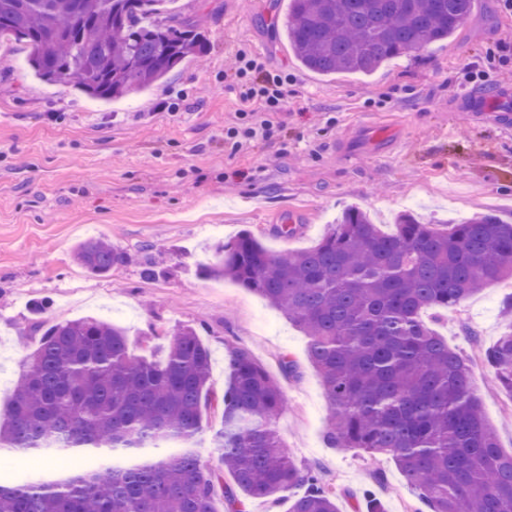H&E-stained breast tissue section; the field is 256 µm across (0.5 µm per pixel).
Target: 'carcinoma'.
I'll use <instances>...</instances> for the list:
<instances>
[{
  "label": "carcinoma",
  "instance_id": "cac0c4a2",
  "mask_svg": "<svg viewBox=\"0 0 512 512\" xmlns=\"http://www.w3.org/2000/svg\"><path fill=\"white\" fill-rule=\"evenodd\" d=\"M167 0H0V38L29 51L50 83L114 99L163 80L206 52L198 24ZM474 0H292L283 32L302 68L373 74L386 61L451 38ZM75 259L104 275L127 262L111 243H79ZM204 277L260 296L309 337L307 355L330 406L332 448L390 456L430 512H512V454L486 422L470 360L421 318L447 312L491 282L512 279V222L494 213L463 224L398 216L385 233L349 207L312 247L270 254L250 231L216 246ZM31 304L38 345L0 416V442L29 454L74 448H166L124 471L65 481L0 477V512H247L249 499L292 497L289 512H338L310 467L296 464L276 428L280 385L241 346L228 348L224 394L209 389L211 355L181 325L129 353L126 331L93 317L48 320ZM494 388L512 395V332L483 352ZM220 412V468L194 445L204 411Z\"/></svg>",
  "mask_w": 512,
  "mask_h": 512
}]
</instances>
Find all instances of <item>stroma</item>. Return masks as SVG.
<instances>
[{"instance_id": "stroma-1", "label": "stroma", "mask_w": 512, "mask_h": 512, "mask_svg": "<svg viewBox=\"0 0 512 512\" xmlns=\"http://www.w3.org/2000/svg\"><path fill=\"white\" fill-rule=\"evenodd\" d=\"M196 3L170 0L168 8L196 18L205 54L110 103L44 82L21 45L0 46V412L37 345L33 299L49 298L56 320H111L135 354L152 329L190 325L211 352V392H224L231 345L247 347L280 382L284 443L335 489L338 512H365L368 492L386 512H413L416 493L388 456L327 446L330 410L301 329L253 292L196 268L243 230L273 254L311 247L349 205L387 232L405 210L422 221L512 216V131L451 107L468 91L497 87L496 75L467 82L463 73L499 44L512 45V13L498 0H476L446 42L368 77H321L296 64L281 35L289 0H206L201 11ZM241 51L293 82L274 136L236 147L224 130L242 109L231 69ZM277 224L298 232L280 238ZM93 237L126 252L128 263L89 277L74 249ZM150 255L162 264L153 280L141 275ZM510 295L512 280L489 284L435 325L470 360L484 415L507 454L512 397L488 388L480 351L503 334ZM287 359L294 372L285 371ZM97 463V455L73 453L34 465L0 450V471L30 476Z\"/></svg>"}]
</instances>
